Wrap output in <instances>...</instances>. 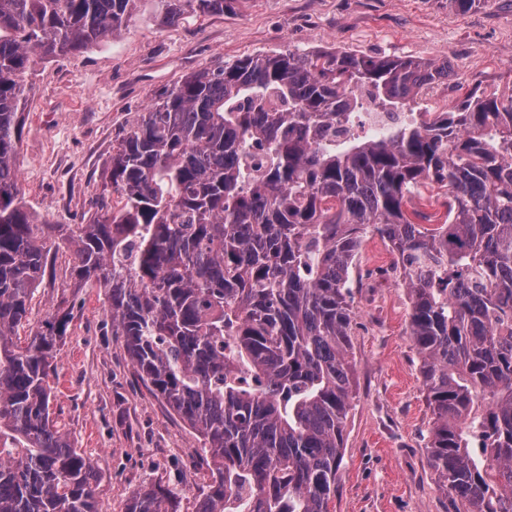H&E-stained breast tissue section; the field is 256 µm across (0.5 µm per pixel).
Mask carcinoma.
I'll list each match as a JSON object with an SVG mask.
<instances>
[{"label":"carcinoma","mask_w":512,"mask_h":512,"mask_svg":"<svg viewBox=\"0 0 512 512\" xmlns=\"http://www.w3.org/2000/svg\"><path fill=\"white\" fill-rule=\"evenodd\" d=\"M164 19L224 0H163ZM136 0H0V512H99L98 477L51 416L71 319L62 298L25 342L48 255L72 253L143 384L202 441L195 512H330L354 367L350 279L367 230L408 285L432 414L429 463L453 512H512V96L336 138L356 91L390 112L448 80V62L299 52L193 72L112 139L88 224H45L16 157L26 76L120 33ZM267 147L260 174L248 144ZM445 220L417 222L425 182ZM151 488L125 512H178Z\"/></svg>","instance_id":"1"}]
</instances>
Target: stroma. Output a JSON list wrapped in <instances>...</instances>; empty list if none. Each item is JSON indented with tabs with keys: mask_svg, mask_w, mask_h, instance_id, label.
<instances>
[{
	"mask_svg": "<svg viewBox=\"0 0 512 512\" xmlns=\"http://www.w3.org/2000/svg\"><path fill=\"white\" fill-rule=\"evenodd\" d=\"M160 0H138L119 35L41 62L27 78L17 156L27 205L49 224H84L107 174L112 139L154 96L186 74L290 48L449 62L434 111L472 88L512 95V0L458 13L448 0H225L220 14L184 12L164 23ZM60 249L31 303L27 338L67 297L73 317L54 369L53 416L100 475V512H124L155 485H188L179 512H194L210 470L197 434L135 374L105 315L96 283L69 285ZM395 255L367 234L352 280L354 395L331 512H448L428 462L431 412L409 329L410 301Z\"/></svg>",
	"mask_w": 512,
	"mask_h": 512,
	"instance_id": "1",
	"label": "stroma"
}]
</instances>
